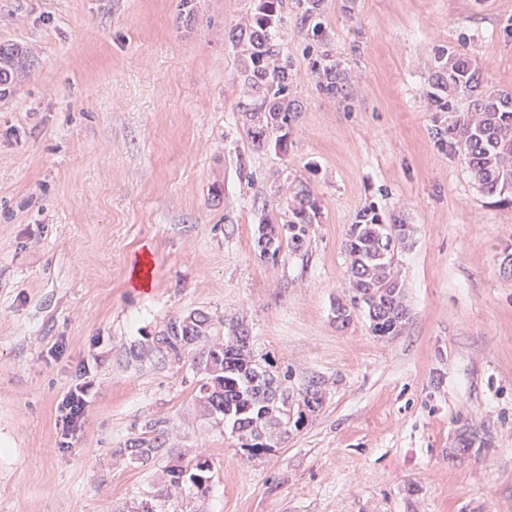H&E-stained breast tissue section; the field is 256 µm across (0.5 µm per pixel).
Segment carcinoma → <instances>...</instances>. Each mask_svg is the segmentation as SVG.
I'll use <instances>...</instances> for the list:
<instances>
[{"mask_svg": "<svg viewBox=\"0 0 512 512\" xmlns=\"http://www.w3.org/2000/svg\"><path fill=\"white\" fill-rule=\"evenodd\" d=\"M296 4L301 11L300 29L308 31L307 37L312 40L322 41L324 0H296ZM284 5L285 0H264L260 11L233 34L234 43L240 47V78L247 89V102L241 105L242 124L256 151L272 140L282 144L286 134L279 130L288 129L298 114V108L286 96L291 56L270 36ZM438 60L430 99L436 111L447 117L446 124L433 128L437 145L461 158L486 195L498 204L512 206V190H504V185L512 186V91L483 85L478 71L461 54L443 52ZM29 68V53L23 46L0 43V98L11 93ZM313 73L320 91L333 97L342 93L343 77L336 65H316ZM443 92L468 97L469 107L462 112L456 110L441 96ZM262 116L272 119V129L260 123ZM319 211L317 197L308 186L300 185L289 204L293 249H301L307 226L316 221ZM408 237L409 225L388 224L382 213L369 205L357 213L343 245L350 272L347 308L365 309L376 336L398 333L409 319L396 259L399 245ZM240 325L239 321L231 323L229 336L217 340L210 336L211 317H203L190 330L182 327V317H172L152 338L147 350L164 362L188 357L196 370H206L212 394L211 401L198 402L202 416L217 426L231 423L242 440L241 448L253 459L272 448L260 442L255 424L290 413L291 395L279 371L255 358L251 336L241 335ZM147 350L132 347L129 354L137 360ZM305 395L311 400L303 401V405L310 411L318 408L323 401L321 383L309 381L299 393ZM282 425L283 436L288 434V417H283ZM120 453L133 463L153 458L163 462V480L145 492L155 512H200V504L209 496L214 482L210 456H205L203 465L197 454L185 457L171 446L168 431L152 420L126 442Z\"/></svg>", "mask_w": 512, "mask_h": 512, "instance_id": "cac0c4a2", "label": "carcinoma"}]
</instances>
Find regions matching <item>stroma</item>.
I'll return each mask as SVG.
<instances>
[{
  "label": "stroma",
  "instance_id": "obj_1",
  "mask_svg": "<svg viewBox=\"0 0 512 512\" xmlns=\"http://www.w3.org/2000/svg\"><path fill=\"white\" fill-rule=\"evenodd\" d=\"M179 3L0 0V43L33 58L0 99V512H124L162 476L118 454L150 420L212 457L203 512H512V208L438 147L429 100L442 49L512 89V0H324L339 98L288 0L271 35L300 112L259 151L232 30L262 0H194L191 20ZM300 183L320 205L306 244L264 256L258 227L287 223ZM369 204L412 227L393 336L334 313ZM193 310L217 339L246 321L291 393L323 384L263 461L200 420L190 363L128 356ZM84 380L65 448L56 407ZM313 73L316 77V85L320 91L325 92L333 97L342 93V74L336 70L335 64H315Z\"/></svg>",
  "mask_w": 512,
  "mask_h": 512
}]
</instances>
